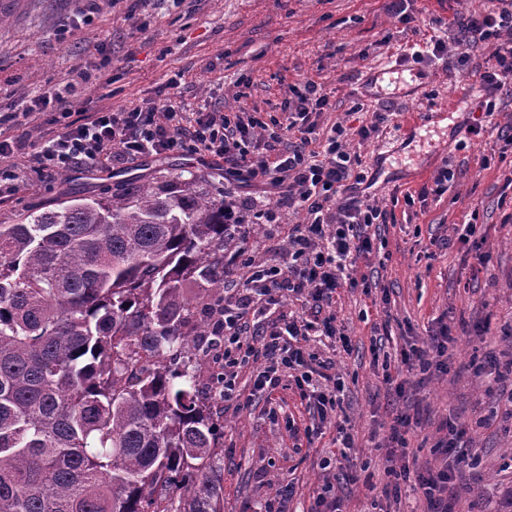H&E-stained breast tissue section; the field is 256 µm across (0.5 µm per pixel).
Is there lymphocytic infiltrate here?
<instances>
[{
    "instance_id": "obj_1",
    "label": "lymphocytic infiltrate",
    "mask_w": 512,
    "mask_h": 512,
    "mask_svg": "<svg viewBox=\"0 0 512 512\" xmlns=\"http://www.w3.org/2000/svg\"><path fill=\"white\" fill-rule=\"evenodd\" d=\"M483 11L454 23L430 18L434 34L426 39L416 59L439 60L444 69L461 71L480 95V115L465 127L471 137L481 136L496 112L504 87H512V0H488ZM449 27L451 39L436 36ZM491 47L489 62L480 65L474 53L480 44ZM332 107L329 95L315 81L294 85L281 116L262 119L249 112H200L189 117L166 99L143 109L96 112L64 122L60 133L46 138L37 153L39 168L62 173L77 165L136 160L150 155L192 152L224 164L226 177L243 185H264L269 197L256 218L274 223L280 209L303 211V223L289 229L285 268L254 263L247 248L239 246L247 217L236 200L224 201V222L233 248L224 252V269L245 270L247 288L225 302L213 326L224 343L215 348L214 363L224 368V398L237 392L241 368L258 364L255 389L273 395L282 386L295 389L320 420L337 407L343 389L332 358L309 352L310 337L336 338V316L330 307L338 288L358 287L356 260L371 252L375 226L391 224L395 215L353 194V184L363 173L348 150L350 137L365 141L378 133L384 114L355 125L334 124L327 137L316 136L317 118ZM302 298L309 315L283 311L265 316L267 306L279 305L288 296ZM384 492L399 495L401 485L413 482L426 500L448 509V488L454 475L447 469L416 473L388 468Z\"/></svg>"
}]
</instances>
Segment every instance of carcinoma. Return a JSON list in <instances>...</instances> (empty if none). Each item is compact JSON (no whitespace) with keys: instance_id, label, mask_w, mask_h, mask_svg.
Wrapping results in <instances>:
<instances>
[{"instance_id":"1","label":"carcinoma","mask_w":512,"mask_h":512,"mask_svg":"<svg viewBox=\"0 0 512 512\" xmlns=\"http://www.w3.org/2000/svg\"><path fill=\"white\" fill-rule=\"evenodd\" d=\"M225 235L179 175L0 224V512H224Z\"/></svg>"}]
</instances>
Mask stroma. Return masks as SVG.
Returning a JSON list of instances; mask_svg holds the SVG:
<instances>
[{
	"label": "stroma",
	"mask_w": 512,
	"mask_h": 512,
	"mask_svg": "<svg viewBox=\"0 0 512 512\" xmlns=\"http://www.w3.org/2000/svg\"><path fill=\"white\" fill-rule=\"evenodd\" d=\"M486 0H409V20L391 12L387 0H0V114L9 123L0 136L19 145L0 160L15 171L0 183V224L52 208L72 196L108 198L176 174L202 178L210 195L241 196L224 166L193 153L150 156L126 163L79 165L69 172L39 171L36 148L56 132L45 101L64 98L69 111L123 112L174 98L183 111L276 113L290 89L308 78L328 93L332 110L318 120L326 134L348 112L388 114L378 137L353 143L365 179L363 195L395 213L371 253L357 260L358 275L373 290L344 288L335 297L337 324L349 337L347 349L330 352L344 383L336 418L319 421L298 393L275 392L278 419L267 414L264 396L243 381L238 402L224 403V512H257L287 485L295 493L288 512H308L312 497L331 487L343 512H427L421 493L384 496L388 480L384 445L397 414L420 408L421 425L409 433L410 471L437 469L444 456L432 453L439 425L453 419L472 425L474 457L458 489L454 512H512V416L491 414L510 382L476 374L472 366L487 353L512 355V153L483 167L512 133V94L483 136L466 138L469 96L462 74L439 61L414 62L430 29L412 23L445 20L483 9ZM414 66L407 93L377 94L364 79L384 65ZM412 112L424 129L404 134L402 116ZM452 164L447 193L409 206L406 194L424 184L418 171L433 174ZM477 219L485 229L487 263L473 269L456 225ZM253 224L247 245L256 262L282 266L289 224ZM447 323L456 341L448 348L447 372H431L423 385L396 393L385 383V355H397ZM296 433H289L287 420ZM347 421L354 446L350 458L366 466L367 482L354 483L340 467L323 468L338 455L336 423Z\"/></svg>",
	"instance_id": "stroma-1"
}]
</instances>
